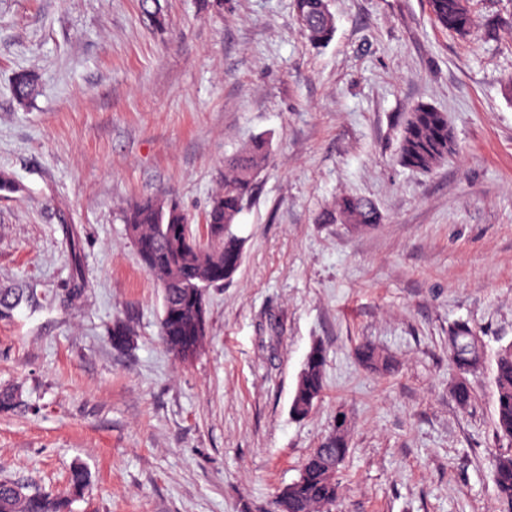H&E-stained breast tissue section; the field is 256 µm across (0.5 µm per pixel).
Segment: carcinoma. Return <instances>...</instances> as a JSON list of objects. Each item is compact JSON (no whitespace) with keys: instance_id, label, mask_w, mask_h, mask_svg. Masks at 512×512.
<instances>
[{"instance_id":"carcinoma-1","label":"carcinoma","mask_w":512,"mask_h":512,"mask_svg":"<svg viewBox=\"0 0 512 512\" xmlns=\"http://www.w3.org/2000/svg\"><path fill=\"white\" fill-rule=\"evenodd\" d=\"M437 25L461 37L473 24L470 0H428ZM139 7L157 32L167 28V11L160 0H140ZM299 26L315 48L329 44L336 32V20L327 0H293ZM38 78L31 70H20L12 78V93L18 104L27 106L37 95ZM456 150L448 113L421 103L407 113L402 123L397 163L422 174L432 172ZM270 141L257 136L239 152L224 158L222 187L210 199L203 224H194L181 204L173 198L146 197L124 214L126 233L136 248L144 270L161 289L163 314L160 338L166 350L179 362L194 359L208 331V293L231 280L242 262V248L232 226L251 197L258 175L270 160ZM333 223L368 229L381 222L374 202L367 198L344 197L323 215ZM74 265L70 294L83 292L81 252L70 241ZM23 288L0 291V317L18 305ZM112 348L125 351L133 344L134 327L114 321L106 330ZM360 361L368 368L386 372L391 359L369 344L358 347ZM485 345L476 330L464 321L448 326V359L456 376L451 394L462 409L473 401L468 376L482 368ZM324 352L315 346L302 369L290 405L296 420L309 416L324 391ZM493 405L498 448L492 453L491 468L500 512H512V342L500 347L495 359ZM347 423L335 425L319 448L305 460L296 480L282 491V512H334L340 498L336 474L349 454ZM91 482L88 470L77 465L70 473L65 495L52 498L29 491L28 486L0 478V512H68L72 501L84 495Z\"/></svg>"}]
</instances>
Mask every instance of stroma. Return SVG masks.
<instances>
[{
	"label": "stroma",
	"mask_w": 512,
	"mask_h": 512,
	"mask_svg": "<svg viewBox=\"0 0 512 512\" xmlns=\"http://www.w3.org/2000/svg\"><path fill=\"white\" fill-rule=\"evenodd\" d=\"M293 0H0V476L54 494L92 475L71 512H270L337 417L351 452L336 512H498L493 363L451 394L448 326L495 354L512 342V0H470L475 29L439 28L427 0H329L336 33L313 49ZM41 92L16 103L15 72ZM447 112L457 151L433 172L396 162L418 103ZM269 165L239 216L232 280L212 289L200 355L159 340L161 291L122 214L151 196L202 217L224 158L254 136ZM371 199L381 224L322 216ZM82 247L70 297L67 237ZM131 322L132 349L105 328ZM391 354L381 376L357 344ZM325 389L289 408L308 353ZM139 7L153 30L156 32L166 30L167 11L160 0H140Z\"/></svg>",
	"instance_id": "obj_1"
}]
</instances>
